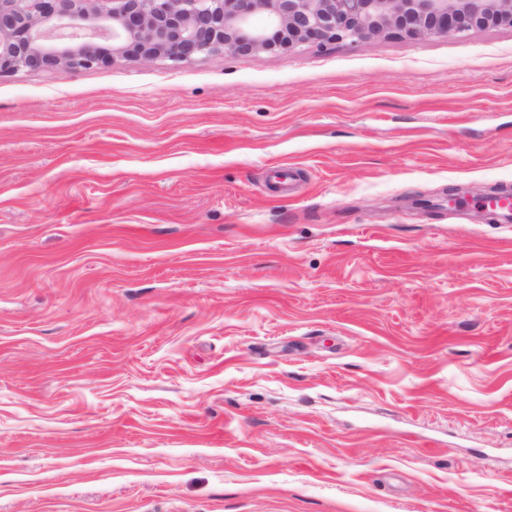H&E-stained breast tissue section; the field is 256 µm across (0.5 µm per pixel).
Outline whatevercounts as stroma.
Wrapping results in <instances>:
<instances>
[{"label": "stroma", "instance_id": "1", "mask_svg": "<svg viewBox=\"0 0 512 512\" xmlns=\"http://www.w3.org/2000/svg\"><path fill=\"white\" fill-rule=\"evenodd\" d=\"M495 190L508 27L1 76L0 512H512Z\"/></svg>", "mask_w": 512, "mask_h": 512}]
</instances>
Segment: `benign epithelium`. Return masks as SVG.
<instances>
[{"label":"benign epithelium","instance_id":"obj_1","mask_svg":"<svg viewBox=\"0 0 512 512\" xmlns=\"http://www.w3.org/2000/svg\"><path fill=\"white\" fill-rule=\"evenodd\" d=\"M512 27V0H0V76ZM112 41L108 52L98 41Z\"/></svg>","mask_w":512,"mask_h":512}]
</instances>
